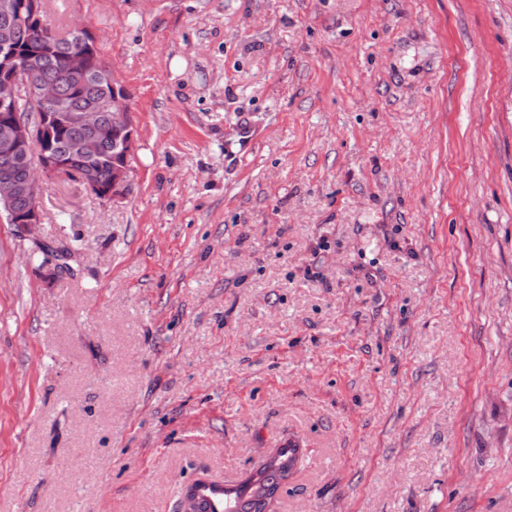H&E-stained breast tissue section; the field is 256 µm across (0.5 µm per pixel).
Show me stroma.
<instances>
[{
  "instance_id": "35a3bbf8",
  "label": "stroma",
  "mask_w": 512,
  "mask_h": 512,
  "mask_svg": "<svg viewBox=\"0 0 512 512\" xmlns=\"http://www.w3.org/2000/svg\"><path fill=\"white\" fill-rule=\"evenodd\" d=\"M123 198L0 217V512H512V0H43ZM68 247V262L56 256ZM297 453L295 445L279 448L271 459L237 485L220 487L198 480L185 489L180 506L187 499L183 512H269L283 482L293 473L299 460ZM284 460L288 461L287 465L283 464Z\"/></svg>"
}]
</instances>
